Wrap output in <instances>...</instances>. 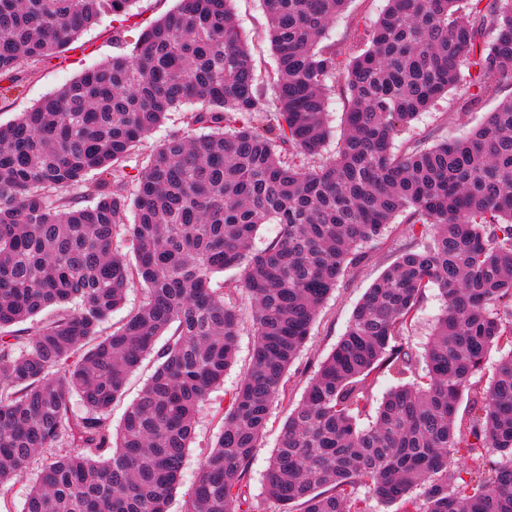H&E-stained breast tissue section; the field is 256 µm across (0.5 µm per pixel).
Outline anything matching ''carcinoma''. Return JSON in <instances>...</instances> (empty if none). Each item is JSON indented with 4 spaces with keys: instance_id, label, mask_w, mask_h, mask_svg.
I'll use <instances>...</instances> for the list:
<instances>
[{
    "instance_id": "carcinoma-1",
    "label": "carcinoma",
    "mask_w": 512,
    "mask_h": 512,
    "mask_svg": "<svg viewBox=\"0 0 512 512\" xmlns=\"http://www.w3.org/2000/svg\"><path fill=\"white\" fill-rule=\"evenodd\" d=\"M348 2L262 0L277 60L262 83L231 0H179L0 125V486L43 459L23 512H168L235 359L237 293L250 364L185 512H512V0H386L342 52L323 40ZM131 3L0 0V77L105 18L121 36ZM336 89L346 128L327 155ZM455 89L464 113L496 106L465 137L394 150ZM185 105L199 134L132 162ZM399 216L416 244L355 307L288 414L263 500L241 509L320 308ZM262 224L281 232L257 251ZM228 269L226 293L212 279ZM432 285L445 312L419 359L406 331ZM134 287L141 304L106 327ZM494 348L507 355L481 388ZM150 354L114 431L112 404ZM378 374L398 384L363 425Z\"/></svg>"
}]
</instances>
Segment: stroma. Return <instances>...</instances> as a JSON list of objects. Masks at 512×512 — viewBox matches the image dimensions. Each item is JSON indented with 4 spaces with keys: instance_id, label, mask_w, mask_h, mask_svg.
<instances>
[{
    "instance_id": "obj_1",
    "label": "stroma",
    "mask_w": 512,
    "mask_h": 512,
    "mask_svg": "<svg viewBox=\"0 0 512 512\" xmlns=\"http://www.w3.org/2000/svg\"><path fill=\"white\" fill-rule=\"evenodd\" d=\"M234 11L252 53L256 74L258 78H265L275 68L276 62L261 0H235ZM121 50V44L113 38L111 21L104 20L88 27L78 40L62 51L28 62L24 67L21 85L7 97L0 98V123L6 124L17 119L43 96L80 76L88 66L110 58ZM454 102V97L444 98L435 110L421 114L406 132L396 138V148H403L408 141L435 131L451 138L465 136L486 115L482 109L460 114ZM412 244L405 224L399 220L394 221L385 227L376 241L367 246L364 263L339 281L335 292L320 310L302 352L285 377L289 405L301 400L310 378L345 334L352 313L367 288L395 261L402 249ZM240 307L242 322L236 362L225 374L223 385L209 393L198 415L196 435L186 451L180 484L172 495L169 512H184L187 494L197 479L199 466L210 453L220 431L224 405L248 369L254 328L248 302H241ZM443 311L444 301L439 290L434 287L428 289L408 332V340L415 351H422ZM286 417V408L279 407L269 419L243 489L248 503L254 504L263 499L266 470L280 443Z\"/></svg>"
}]
</instances>
